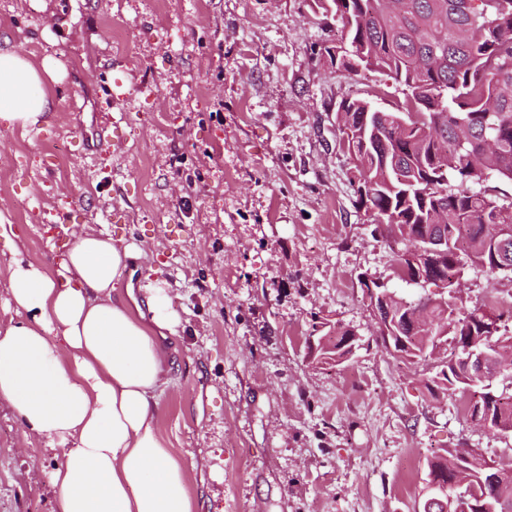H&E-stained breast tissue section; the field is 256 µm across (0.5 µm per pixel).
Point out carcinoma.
<instances>
[{
    "label": "carcinoma",
    "instance_id": "cac0c4a2",
    "mask_svg": "<svg viewBox=\"0 0 512 512\" xmlns=\"http://www.w3.org/2000/svg\"><path fill=\"white\" fill-rule=\"evenodd\" d=\"M336 7L341 39L327 51L354 75L383 72L403 87L405 111L381 110L365 99H345L337 119L352 157L359 202L373 222L387 226L394 243L406 244L416 264L402 263L398 278L426 283L448 280L447 296L378 305L384 327L376 341L412 364L427 361L448 334L492 357L512 352V334L483 308L457 305L464 260L487 275L512 274V225L505 205L470 185L497 177L512 181V0H316ZM337 338L316 358L345 360L357 343L355 330L336 326ZM425 386L430 393L480 388L466 407L488 427L512 435V393L496 391L487 376L467 370L460 356L443 365ZM478 448H444L427 463V477L451 490V512H512L499 504Z\"/></svg>",
    "mask_w": 512,
    "mask_h": 512
}]
</instances>
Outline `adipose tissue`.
<instances>
[{
	"label": "adipose tissue",
	"mask_w": 512,
	"mask_h": 512,
	"mask_svg": "<svg viewBox=\"0 0 512 512\" xmlns=\"http://www.w3.org/2000/svg\"><path fill=\"white\" fill-rule=\"evenodd\" d=\"M58 78L53 57L37 66L0 44V124L44 123V82ZM0 238L13 310L0 321V402L57 461L52 512H193L156 415L171 372L161 341L180 317L162 289L145 286L144 316L115 295L143 249L85 230L50 273L23 259L13 225Z\"/></svg>",
	"instance_id": "ef3b65f1"
}]
</instances>
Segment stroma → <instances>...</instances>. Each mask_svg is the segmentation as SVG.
Listing matches in <instances>:
<instances>
[{
  "label": "stroma",
  "instance_id": "35a3bbf8",
  "mask_svg": "<svg viewBox=\"0 0 512 512\" xmlns=\"http://www.w3.org/2000/svg\"><path fill=\"white\" fill-rule=\"evenodd\" d=\"M2 36L34 63L55 55L61 74L46 85L52 121L0 125V223L48 271L85 227L146 251L136 299L151 282L181 317L162 342L173 366L157 420L194 512H417L441 449L512 465V437L475 426L469 394L431 395V362L375 342L362 281L404 298L435 288L395 276L385 232L358 204L338 107L393 111L403 94L386 75L332 65L335 16L312 0H0ZM112 124L120 137L99 150ZM460 284L464 307L512 302L511 275L468 263ZM338 324L358 346L318 361ZM53 465L1 403L0 512H52Z\"/></svg>",
  "mask_w": 512,
  "mask_h": 512
}]
</instances>
